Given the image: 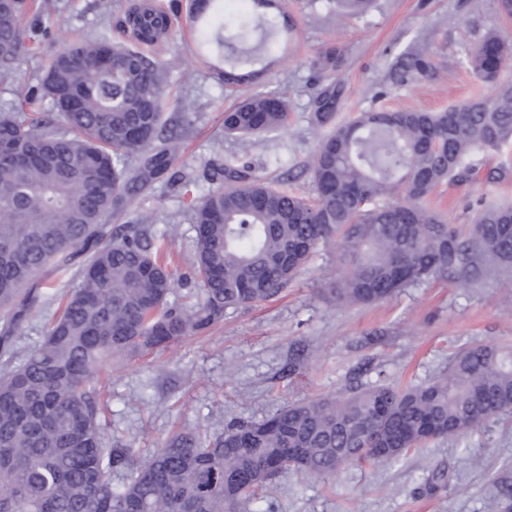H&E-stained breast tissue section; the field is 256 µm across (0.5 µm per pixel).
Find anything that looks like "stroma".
I'll use <instances>...</instances> for the list:
<instances>
[{"instance_id":"35a3bbf8","label":"stroma","mask_w":512,"mask_h":512,"mask_svg":"<svg viewBox=\"0 0 512 512\" xmlns=\"http://www.w3.org/2000/svg\"><path fill=\"white\" fill-rule=\"evenodd\" d=\"M141 0H54L50 12L27 18L31 53L18 80L0 84V103L29 101L30 111L53 112L49 98L30 97L66 41L100 35L124 41L129 11ZM175 23L162 39L169 102H183L188 124L174 177H162L132 199L129 218L153 215V234L189 255L195 229L180 179L192 180L200 197L213 189L211 163L238 158L261 176L285 181L313 199L307 162L327 135L314 120V99L336 83L343 93L337 121L370 109L439 111L484 93L466 52L495 30L512 40V20L498 0H372L363 14L345 17L335 0H278L297 22L298 37L285 49L252 64L259 82L284 93L291 107L287 127L257 145L225 135L228 91L215 71L220 58L202 64L194 56L185 18L189 0H153ZM341 54L335 68L314 63L328 46ZM423 52L431 76L411 80L402 64ZM512 203V174L505 179L438 186L427 200L448 223H470L484 203ZM338 246L319 247L280 295L227 313L209 333L182 339L145 356L114 362L92 385L105 403L101 422L109 447L129 449L142 461L177 433L211 434L230 419L258 420L303 400L349 395L387 384L417 385L448 368L459 349L512 343V304L506 284L495 278L463 287L430 280L372 305L340 306L333 288L342 273ZM78 283L75 271H48L39 304L28 312L8 351H0V374L19 365L43 341L55 307L54 293ZM445 488L425 489L431 474ZM512 484V415L488 422L454 441H431L398 462L349 464L313 481L288 470L248 498L242 512H487L500 483Z\"/></svg>"}]
</instances>
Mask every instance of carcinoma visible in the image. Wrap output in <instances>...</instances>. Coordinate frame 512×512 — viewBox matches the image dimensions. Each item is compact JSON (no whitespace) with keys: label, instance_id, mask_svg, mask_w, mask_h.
Here are the masks:
<instances>
[{"label":"carcinoma","instance_id":"1","mask_svg":"<svg viewBox=\"0 0 512 512\" xmlns=\"http://www.w3.org/2000/svg\"><path fill=\"white\" fill-rule=\"evenodd\" d=\"M28 0L0 8V82L13 80L26 50ZM221 0H191L188 31L197 57L261 53L293 38L283 13H254L224 26ZM137 44L103 35L68 43L41 81L61 115L0 107V308L4 333L28 309L30 286L49 266L83 258L80 284L58 299L44 341L0 376V512H237L271 477L224 494V474L258 469L284 448L293 469L325 480L353 462L391 463L430 439L464 436L512 412V345L457 352L448 371L403 390L372 386L349 396L285 406L259 421L234 420L212 435L178 433L143 462L107 445L90 380L112 360L135 357L200 333L281 293L318 245L339 237L341 304L382 302L430 279L460 284L512 268V205L483 206L473 223H447L425 205L438 185L478 178L480 156L512 141V83L499 71L512 46L497 32L467 53L489 86L439 112L369 110L321 142L309 170L308 202L224 160L222 183L187 204L195 224L190 264L198 285L189 306L169 303L175 269L165 243L145 227L114 231L136 190L175 162L165 69L146 47L171 27L162 9L130 12ZM428 75L421 55L403 63ZM241 85L255 73L218 69ZM340 90L316 99L330 124ZM286 96L257 87L224 110V134L260 141L288 125ZM127 479L113 486L112 472Z\"/></svg>","mask_w":512,"mask_h":512}]
</instances>
